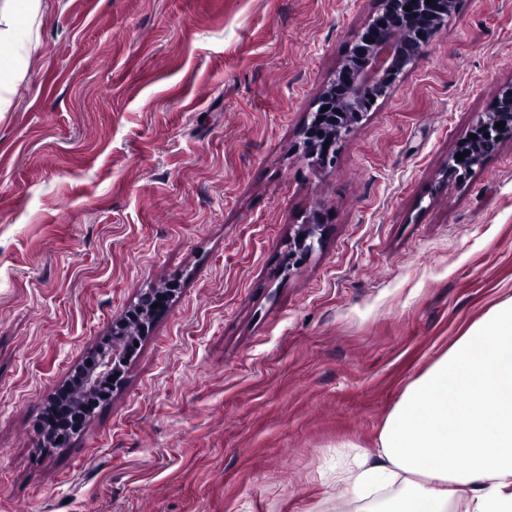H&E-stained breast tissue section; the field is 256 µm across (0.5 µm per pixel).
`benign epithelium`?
I'll return each instance as SVG.
<instances>
[{
    "mask_svg": "<svg viewBox=\"0 0 512 512\" xmlns=\"http://www.w3.org/2000/svg\"><path fill=\"white\" fill-rule=\"evenodd\" d=\"M376 7L357 35L336 77L322 92L317 109L303 131L304 152L323 162L333 161L336 144L342 134L353 128L385 96L396 81L419 57L431 36L440 29L455 7V0H375ZM411 10H405V7ZM503 122L502 128L495 123ZM476 138L464 144L458 153L468 152L463 160L452 156L447 176L467 170L483 157L495 152L504 137H512V86L503 89L493 111L476 125ZM321 216L312 215L295 232L285 269L302 263L321 243ZM169 296L160 290H148L125 316L112 323V352L100 355L93 367L75 375L77 392L88 390L105 396L108 389L121 383L123 351L127 330L134 325L147 334L153 318L166 309ZM158 304L153 309L151 305Z\"/></svg>",
    "mask_w": 512,
    "mask_h": 512,
    "instance_id": "1",
    "label": "benign epithelium"
}]
</instances>
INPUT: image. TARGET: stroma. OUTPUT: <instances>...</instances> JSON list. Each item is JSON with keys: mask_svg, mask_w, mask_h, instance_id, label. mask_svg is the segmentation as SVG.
I'll return each mask as SVG.
<instances>
[{"mask_svg": "<svg viewBox=\"0 0 512 512\" xmlns=\"http://www.w3.org/2000/svg\"><path fill=\"white\" fill-rule=\"evenodd\" d=\"M373 0H47L0 114V512H323L337 444L512 296V0H457L342 135L302 149ZM322 244L284 271L313 211ZM180 288L68 443L49 397ZM496 122H505L504 128H496ZM484 133H489V137H485ZM473 134L476 139H470L449 159L447 177L456 176L459 169L471 168L483 157L495 152L505 136L512 137V86L499 93L493 111L479 121ZM464 151H468V155H464L462 161H457V153L463 154Z\"/></svg>", "mask_w": 512, "mask_h": 512, "instance_id": "obj_1", "label": "stroma"}]
</instances>
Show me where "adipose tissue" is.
<instances>
[{"label": "adipose tissue", "instance_id": "adipose-tissue-1", "mask_svg": "<svg viewBox=\"0 0 512 512\" xmlns=\"http://www.w3.org/2000/svg\"><path fill=\"white\" fill-rule=\"evenodd\" d=\"M44 0H0V112L28 70ZM466 467H459V459ZM336 512H512V297L411 381L374 452L336 447Z\"/></svg>", "mask_w": 512, "mask_h": 512}]
</instances>
